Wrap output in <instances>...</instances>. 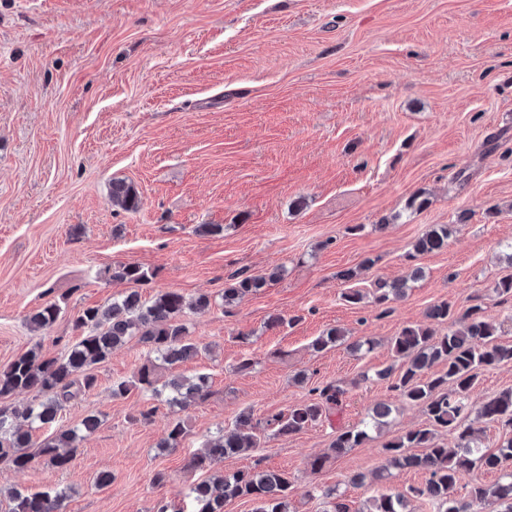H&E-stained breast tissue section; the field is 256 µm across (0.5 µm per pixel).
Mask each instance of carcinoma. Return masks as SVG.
Segmentation results:
<instances>
[{
  "label": "carcinoma",
  "mask_w": 512,
  "mask_h": 512,
  "mask_svg": "<svg viewBox=\"0 0 512 512\" xmlns=\"http://www.w3.org/2000/svg\"><path fill=\"white\" fill-rule=\"evenodd\" d=\"M110 197L125 211L135 212L141 205L138 191L123 179L112 181ZM454 230L453 224L431 226L416 239L414 251L429 254L443 250ZM104 274L112 281L133 284H145L152 277L134 262L110 266ZM279 277L278 270L266 277L233 274L232 283L224 288V307L234 306ZM420 277L419 268L410 275L413 281ZM408 280H379L369 296L348 288L342 298L352 305L367 301L387 314L391 311L389 304L405 297ZM210 307L211 296L207 293L188 299L176 291L160 290L146 300L138 290L131 289L107 305L82 309L75 317V327L86 334L65 353L46 356L34 347L1 366L0 464L22 471L35 458L42 457L61 471L68 469L82 441L99 428V415L89 413L75 427L55 429L40 443L33 440V432L53 426L72 400L94 390L97 377L92 367L107 361L113 350L134 337L147 346L156 360L171 368L197 356L200 343L189 336L181 318L188 310L204 312ZM61 313L59 303L47 302L29 316V325L33 330L48 329ZM425 318L426 323L407 325L391 339L393 363L376 372L377 379L389 382V388L405 401L424 404L427 415L425 425L396 435L383 445L385 464L380 477L387 479L395 470H422L427 474L425 483L382 492L356 510L338 488H324L320 496L329 500L330 512H409L410 501L415 497L428 500L435 512H512V473L501 475L492 484L472 483L465 498L455 494L465 475L474 471L498 472L505 462L512 461V437L493 449L485 444V425L499 423L512 428V389L488 397L474 418L470 417L468 405L469 394L477 388L483 368L512 362V344L497 341L496 325L478 304L457 316L451 303L441 301L427 309ZM445 323L455 328L441 335L435 326ZM344 343L354 352H370L376 345L371 338L349 344L343 329L331 327L310 347L322 352ZM435 366L440 370L433 373ZM23 391L35 393L34 399L24 405L7 403V399ZM133 391L169 407L174 417L160 447L176 448L186 435L177 411L207 398L209 377L179 374L161 383L156 365L150 362L139 369L133 380L112 382L111 393L116 399ZM312 393V398L263 421L254 418L249 410L240 412L231 430L219 429L192 454L188 468L208 473L191 489L194 512H224L226 502L239 498L252 501V512H288L292 486L288 473L253 468L226 474L219 465L226 458L247 455L259 447L264 437L294 435L340 412L349 390L329 382L312 389ZM392 419L390 404H375L366 419L336 431L332 451L339 456L372 440L371 433L389 428ZM441 431L452 437L453 446L438 440ZM31 448L37 452H29ZM411 448H421L423 452L411 453ZM67 499V491L56 487L34 492L15 489L9 494L4 512H66Z\"/></svg>",
  "instance_id": "1"
}]
</instances>
